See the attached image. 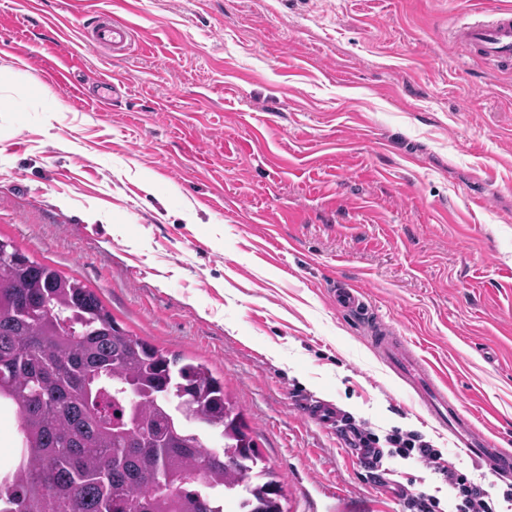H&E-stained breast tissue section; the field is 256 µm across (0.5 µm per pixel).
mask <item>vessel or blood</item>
<instances>
[{"mask_svg":"<svg viewBox=\"0 0 512 512\" xmlns=\"http://www.w3.org/2000/svg\"><path fill=\"white\" fill-rule=\"evenodd\" d=\"M134 33V27L106 14L91 30L85 31L84 38L92 47L120 51L129 48ZM448 41L464 45L474 58L485 60L496 68L510 70L512 12L495 11L490 19L479 18L463 23L450 31ZM334 298L338 307L360 316L377 353L398 377L416 386L422 394L425 408L439 425L447 428L456 447L486 464L497 475L512 474V455L496 448L470 418L457 410L447 393L433 382L423 360L403 342L401 336L390 326L369 316L359 290L340 287L335 290Z\"/></svg>","mask_w":512,"mask_h":512,"instance_id":"obj_1","label":"vessel or blood"}]
</instances>
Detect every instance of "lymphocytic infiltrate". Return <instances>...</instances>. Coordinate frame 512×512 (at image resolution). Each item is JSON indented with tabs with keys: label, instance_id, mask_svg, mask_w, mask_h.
I'll return each instance as SVG.
<instances>
[{
	"label": "lymphocytic infiltrate",
	"instance_id": "obj_1",
	"mask_svg": "<svg viewBox=\"0 0 512 512\" xmlns=\"http://www.w3.org/2000/svg\"><path fill=\"white\" fill-rule=\"evenodd\" d=\"M336 433L347 447L356 449V457L380 485H388L394 471L390 459L411 460L440 474L455 500L441 507L440 500L421 490L402 489L409 512H497L490 492L482 484L470 480L453 462L442 460L431 441L415 430L392 428L378 435L365 421L347 413H337Z\"/></svg>",
	"mask_w": 512,
	"mask_h": 512
}]
</instances>
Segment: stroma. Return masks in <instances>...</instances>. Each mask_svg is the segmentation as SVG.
<instances>
[{
    "mask_svg": "<svg viewBox=\"0 0 512 512\" xmlns=\"http://www.w3.org/2000/svg\"><path fill=\"white\" fill-rule=\"evenodd\" d=\"M475 7L512 0H0V237L221 378L288 512H407L307 397L421 432L507 507L328 293L360 287L512 452V72L446 39ZM106 11L126 52L81 39Z\"/></svg>",
    "mask_w": 512,
    "mask_h": 512,
    "instance_id": "obj_1",
    "label": "stroma"
}]
</instances>
